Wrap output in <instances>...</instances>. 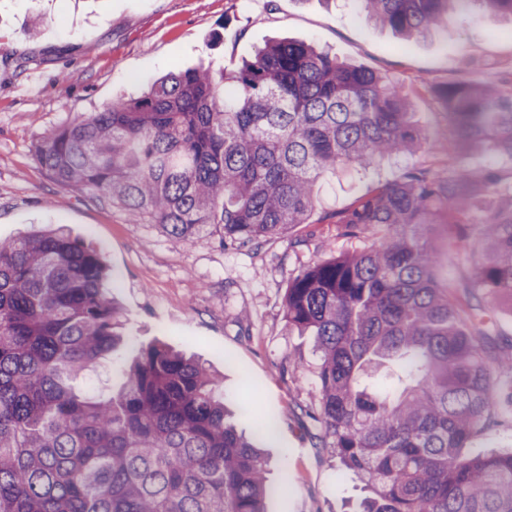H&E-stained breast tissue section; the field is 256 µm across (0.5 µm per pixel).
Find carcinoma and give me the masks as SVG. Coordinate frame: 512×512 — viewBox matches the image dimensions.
I'll return each mask as SVG.
<instances>
[{"label": "carcinoma", "instance_id": "cac0c4a2", "mask_svg": "<svg viewBox=\"0 0 512 512\" xmlns=\"http://www.w3.org/2000/svg\"><path fill=\"white\" fill-rule=\"evenodd\" d=\"M409 39L463 0H356ZM512 16V0H480ZM465 154L512 165V94L461 79L435 89ZM427 143L410 91L304 41L278 40L219 79L177 70L35 149L65 188L191 241L208 226L242 246L307 223L329 170ZM442 221L478 228L472 288L512 302V180L411 168L336 213L342 234L392 230L380 248L291 280L288 327L320 354L317 421L362 512H512V452L461 449L491 420L490 363L434 273ZM103 257L62 228L0 242V512H264L267 461L228 421L218 376L168 345L140 350L109 397L76 387L123 342Z\"/></svg>", "mask_w": 512, "mask_h": 512}]
</instances>
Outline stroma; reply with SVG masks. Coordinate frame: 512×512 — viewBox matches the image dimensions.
<instances>
[{"label":"stroma","instance_id":"35a3bbf8","mask_svg":"<svg viewBox=\"0 0 512 512\" xmlns=\"http://www.w3.org/2000/svg\"><path fill=\"white\" fill-rule=\"evenodd\" d=\"M278 38L312 43L404 83L426 147L366 172L326 173L308 223L256 248L222 242L216 226L189 242L171 237L95 192L62 187L37 162L43 138L139 95L148 82L175 69L221 75ZM462 78L512 93V18H489L476 0L431 35L409 40L371 22L356 0H0V240L60 226L102 254L124 342L87 388L118 389L139 349L165 343L184 351L218 374L237 428L268 458L276 492L266 512H359L366 492L340 474L312 418L320 359L311 336L288 328L285 293L302 268L389 240L383 227L340 236L336 212L405 167L442 172L455 162L454 129L433 90ZM426 238L441 287L472 303L496 348L512 349V306L463 292L475 264L465 260L455 227L430 225ZM261 414L271 434L254 435ZM474 448L512 451L511 404L498 406L462 457Z\"/></svg>","mask_w":512,"mask_h":512}]
</instances>
